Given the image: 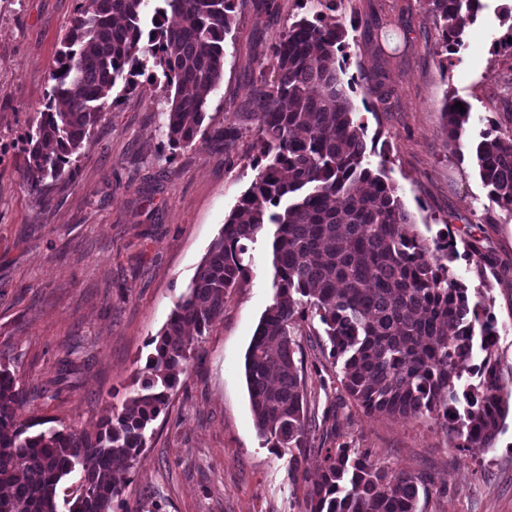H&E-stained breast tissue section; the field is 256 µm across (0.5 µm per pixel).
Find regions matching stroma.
<instances>
[{
	"instance_id": "stroma-1",
	"label": "stroma",
	"mask_w": 512,
	"mask_h": 512,
	"mask_svg": "<svg viewBox=\"0 0 512 512\" xmlns=\"http://www.w3.org/2000/svg\"><path fill=\"white\" fill-rule=\"evenodd\" d=\"M80 0H0V364L41 397L20 407V423L95 432L107 405L140 388L148 342L166 323L224 219L254 178L257 75L288 24L311 16L307 0H238L226 39L224 75L204 122L235 126L226 145L208 141L171 149L163 76L116 87L113 102L80 155L76 176L31 192L23 137L35 126L51 72ZM472 25L487 58L471 49L441 60L438 34L421 0H336L349 44L347 75L370 83L352 93L356 117L376 140L391 176L427 237L446 229L474 236L499 267L480 284L471 260L457 256L452 274L481 287L495 316L503 382L512 388V214L490 205L471 158L470 141L505 112L512 55L495 49L512 0H482ZM470 107L466 132L452 144L443 128L445 97ZM249 276L224 299V315L198 343L199 357L147 434L144 457L123 486L128 503L162 512H301L305 487L288 472L287 449L265 445L254 423L244 356L271 304V239L258 235L247 254ZM308 391L337 442L426 483L419 512H512V413L492 448L451 447L425 418L368 413L340 384L329 345L300 336ZM72 363L59 369L60 360Z\"/></svg>"
}]
</instances>
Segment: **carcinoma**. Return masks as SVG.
Here are the masks:
<instances>
[{
    "label": "carcinoma",
    "instance_id": "1",
    "mask_svg": "<svg viewBox=\"0 0 512 512\" xmlns=\"http://www.w3.org/2000/svg\"><path fill=\"white\" fill-rule=\"evenodd\" d=\"M150 0H82L62 37L55 84L25 141L24 164L33 192L45 181L73 175L72 157L89 142L115 86L133 89L153 61L169 104L167 139L173 149L198 146L208 136L231 141L237 129L202 128L211 94L224 74L226 37L236 0H158L146 28ZM317 11L282 31L271 46L273 84L254 87L255 171L250 187L225 218L218 236L177 299L167 323L149 341L141 385L122 407L105 409L93 433L28 432L16 410L38 394L0 365V512H57L61 481L80 474L70 512H144L120 499V476L134 469L147 433L187 373L195 342L224 314V297L249 274L248 243L275 226L272 303L263 312L245 355L255 426L265 444L286 448L289 471L306 485L302 512H417L422 480L378 464L354 448L314 445L328 434L329 413L317 417L294 331L319 322L341 362L340 383L367 413L430 418L453 447L492 448L512 390L495 362L497 321L470 288L450 272L457 257L449 231L431 240L418 231L388 159L369 157L365 126L354 115L343 81L350 57L343 23L325 16L332 0H312ZM440 33L444 59L465 46L466 28L481 0H424ZM179 19L166 24L168 16ZM447 100L448 139L460 140L470 112ZM491 122L473 149L489 203L512 212V113ZM480 280L497 265L478 239L464 241ZM320 467L303 469L307 451Z\"/></svg>",
    "mask_w": 512,
    "mask_h": 512
}]
</instances>
